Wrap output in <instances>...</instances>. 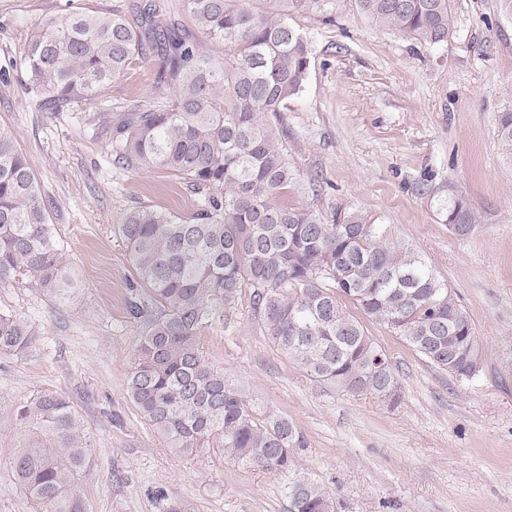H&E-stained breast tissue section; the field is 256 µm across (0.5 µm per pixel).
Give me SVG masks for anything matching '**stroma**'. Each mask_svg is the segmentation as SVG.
<instances>
[{"label": "stroma", "instance_id": "35a3bbf8", "mask_svg": "<svg viewBox=\"0 0 512 512\" xmlns=\"http://www.w3.org/2000/svg\"><path fill=\"white\" fill-rule=\"evenodd\" d=\"M135 2L0 0V125L36 174L76 277L61 299L25 278L0 285V311L40 331L25 353L0 354V512H42L13 462L32 437L17 408L44 391L78 409L93 441L86 512H158L159 490L190 512H288L277 472L211 443L175 453L126 392L141 336L126 313L135 279L120 225L140 206L188 215L204 200L167 171L130 170L112 155L107 113L172 103L158 61L134 62L105 100L61 112L27 85L22 60L42 19ZM450 6L454 26L435 46L379 26L356 0L290 13L312 56L277 127L299 173L288 204L328 224L355 212L391 225L468 310L483 350L477 373L452 377L364 319L400 373L391 406L312 381L268 342L248 302L219 311L201 333L215 368L301 429L296 465L340 512H512V158L497 137L498 115L512 111V15L500 0ZM452 193L477 217L464 236L439 216Z\"/></svg>", "mask_w": 512, "mask_h": 512}]
</instances>
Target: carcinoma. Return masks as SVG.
Instances as JSON below:
<instances>
[{
  "label": "carcinoma",
  "instance_id": "carcinoma-1",
  "mask_svg": "<svg viewBox=\"0 0 512 512\" xmlns=\"http://www.w3.org/2000/svg\"><path fill=\"white\" fill-rule=\"evenodd\" d=\"M325 0H184L197 31L172 20L160 0L119 9L82 8L35 28L23 59L28 86L59 109L92 103L137 61H159L172 89L165 110L133 105L111 124L112 154L136 171L162 169L207 193L190 216L149 207L127 213L121 234L141 293L127 300L142 336L126 388L141 416L174 452L214 439L224 456L277 472L288 512H337L325 486L296 475L307 446L288 417L250 401L206 358L201 333L219 309L250 292L272 345L318 383L395 405L398 372L347 310L386 325L418 355L455 378L482 358L473 320L452 287L387 224L359 214L326 224L287 207L297 174L272 120L288 110L310 68L309 42L288 11ZM375 23L428 45L448 40L449 0H357ZM512 155V112L497 122ZM440 215L469 233L476 217L461 197ZM27 277L62 297L74 278L63 259L39 181L12 131L0 126V285ZM39 331L0 311V354L27 351ZM36 437L14 462L17 480L44 512H85L91 443L72 403L43 392L17 409Z\"/></svg>",
  "mask_w": 512,
  "mask_h": 512
}]
</instances>
